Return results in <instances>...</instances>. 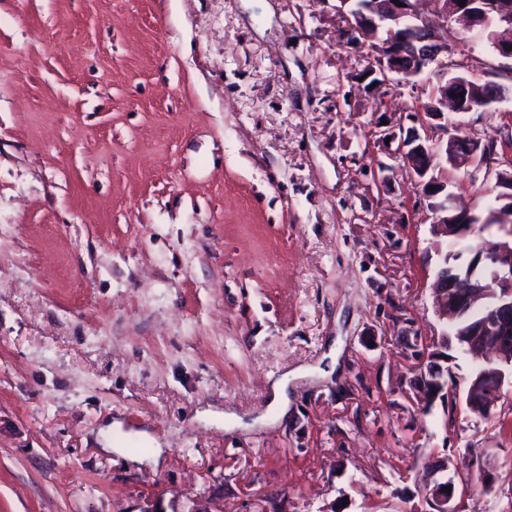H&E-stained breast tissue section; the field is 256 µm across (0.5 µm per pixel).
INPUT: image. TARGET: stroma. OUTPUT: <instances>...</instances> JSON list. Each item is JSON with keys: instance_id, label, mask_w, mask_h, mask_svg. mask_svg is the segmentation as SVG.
<instances>
[{"instance_id": "stroma-1", "label": "stroma", "mask_w": 512, "mask_h": 512, "mask_svg": "<svg viewBox=\"0 0 512 512\" xmlns=\"http://www.w3.org/2000/svg\"><path fill=\"white\" fill-rule=\"evenodd\" d=\"M340 29L336 0H0V512H424L429 461L474 453L466 512H512V393L410 385L438 258L375 131L419 94L381 110Z\"/></svg>"}]
</instances>
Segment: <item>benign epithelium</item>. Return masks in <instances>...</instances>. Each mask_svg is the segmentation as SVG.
Listing matches in <instances>:
<instances>
[{"label": "benign epithelium", "instance_id": "1", "mask_svg": "<svg viewBox=\"0 0 512 512\" xmlns=\"http://www.w3.org/2000/svg\"><path fill=\"white\" fill-rule=\"evenodd\" d=\"M336 13L344 21L343 38L350 42H371V51L380 63L368 69L378 87L391 88L397 80L410 87L421 82L431 85L427 100L415 113L417 125L397 132L381 131V140L397 143L394 154L415 177L419 195L429 201L432 230L438 238H464L476 223L496 229L483 247L472 252L467 264L459 266L444 255L442 243L435 252L441 256L432 284L435 307L443 322L454 321L472 307L485 308L481 319L457 333L477 361V371L466 379L464 388L468 409L480 416L489 415L504 397L505 383L512 381V179L503 185V172L495 174L497 192L483 216L456 203L448 192V181L433 166L442 156L455 166L470 165L471 174L489 162L478 163L481 140L470 139L459 145L456 130L460 125L448 116L484 111L507 97L512 84L480 82L465 73H448V56L454 42L448 39V23L462 22L468 29L488 31L495 52L512 59V0H337ZM484 171V170H482ZM491 171L485 170L484 177ZM448 330L426 342L427 358L415 370L413 388L422 409H429L448 392L443 377L448 369ZM434 473L449 469L448 458L432 461ZM453 475L425 488V496L435 512H461L454 503L455 479L469 477L473 483L488 486L491 474L478 460L470 459L454 467Z\"/></svg>", "mask_w": 512, "mask_h": 512}]
</instances>
